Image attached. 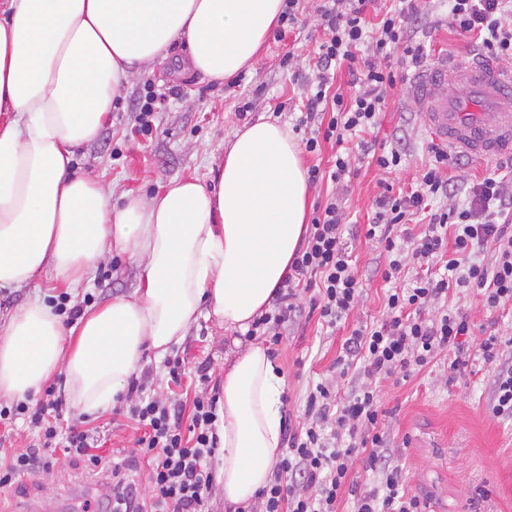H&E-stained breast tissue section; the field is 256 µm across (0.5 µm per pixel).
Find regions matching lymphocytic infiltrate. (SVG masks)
<instances>
[{
    "label": "lymphocytic infiltrate",
    "mask_w": 512,
    "mask_h": 512,
    "mask_svg": "<svg viewBox=\"0 0 512 512\" xmlns=\"http://www.w3.org/2000/svg\"><path fill=\"white\" fill-rule=\"evenodd\" d=\"M400 2L399 9L374 21L369 16L373 0H326L321 14L326 37L318 46L315 77L295 129L303 134L306 152H321L327 143L338 152L329 171L309 167L311 183L327 178L338 192L347 188L357 153L373 155L383 171L402 162L403 148L377 154L372 144L352 139L374 128L387 104L396 84L390 63L394 52H401L408 67L426 60L423 48L409 43V25L419 8L415 0ZM448 18L457 31L475 38L479 56L512 62V0H448ZM342 63L350 76L345 94L332 89L334 70ZM430 151L434 161L411 190L396 194L384 186L365 232L366 240L389 256L385 281L398 282L409 263L419 271L408 286L392 289L381 322L359 326L346 339L336 366L344 375L356 370L358 385L341 399L333 382L317 383L306 397L303 422L285 423L284 449L259 495L261 512H338L346 495L354 500V512H422L420 499L406 494L402 470L388 452L377 386L398 374L410 376L439 352H447L452 376L474 355L493 367L491 413L512 419V366L503 361L501 340L491 335L473 342L474 324L466 312H428L452 288L476 291L491 313L512 303V176L490 173L464 194L444 173L447 148L435 144ZM338 192L317 205L309 235L271 309L246 333L263 339L269 355H276L286 323L297 318L301 293H310L311 310L330 329L357 305L362 283L345 242L346 214ZM419 213L428 215L427 228L406 240L400 228ZM487 250L493 256L486 262L481 255ZM194 378L197 390L188 412L148 392L142 378H130L118 412L136 423L138 434L134 449L111 470L112 497L123 512H211L220 397L209 389L206 364L197 366ZM60 406L49 388L36 405L23 400L0 407V426L26 421L40 441L34 448H0V487L52 470L61 454L101 465L97 437L75 426L61 431L48 419V411ZM361 455L380 476L370 489L361 488L351 474L353 459Z\"/></svg>",
    "instance_id": "1"
}]
</instances>
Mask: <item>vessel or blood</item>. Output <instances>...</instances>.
Masks as SVG:
<instances>
[{
	"label": "vessel or blood",
	"mask_w": 512,
	"mask_h": 512,
	"mask_svg": "<svg viewBox=\"0 0 512 512\" xmlns=\"http://www.w3.org/2000/svg\"><path fill=\"white\" fill-rule=\"evenodd\" d=\"M433 137L478 159L512 155V70L490 62H436L412 86Z\"/></svg>",
	"instance_id": "b4317fda"
}]
</instances>
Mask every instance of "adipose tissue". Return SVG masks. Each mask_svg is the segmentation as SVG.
I'll use <instances>...</instances> for the list:
<instances>
[{
	"label": "adipose tissue",
	"mask_w": 512,
	"mask_h": 512,
	"mask_svg": "<svg viewBox=\"0 0 512 512\" xmlns=\"http://www.w3.org/2000/svg\"><path fill=\"white\" fill-rule=\"evenodd\" d=\"M283 0H0V288L44 274L74 285L111 252L143 264L141 288L69 327L36 300L0 318V398L65 377L78 410L106 408L146 351L164 358L201 314L247 331L268 310L305 231L308 188L287 126L232 133L215 183L190 178L127 197L72 167L123 84L186 39L214 81L250 65ZM285 378L261 343L224 371L216 486L250 512L282 453Z\"/></svg>",
	"instance_id": "ef3b65f1"
}]
</instances>
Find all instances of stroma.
<instances>
[{
	"instance_id": "stroma-1",
	"label": "stroma",
	"mask_w": 512,
	"mask_h": 512,
	"mask_svg": "<svg viewBox=\"0 0 512 512\" xmlns=\"http://www.w3.org/2000/svg\"><path fill=\"white\" fill-rule=\"evenodd\" d=\"M324 0H301L298 21L282 39L268 37L246 72V83L237 89L206 78L190 65L186 40H175L165 59L124 86L99 136L75 148L74 168L110 185L113 209H120L124 194L152 197L171 182L195 176H216L214 161L223 156L235 128L261 119L294 125V111L301 103L305 85L313 77L314 57L325 36L321 25ZM423 17L409 36L423 44L431 58L461 63L475 55L471 39L460 36L448 23L441 0H421ZM395 87L375 129L366 131L376 151L403 147L401 165L393 171L378 170L371 157L354 162L356 174L344 197L350 225L347 242L364 288L346 324L336 330L323 328L317 316L301 314L287 324L277 366L285 373L283 412L293 420L303 418L306 396L313 384L336 381L348 393L354 375H340L334 362L351 329L372 325L386 314L388 282L382 272L387 255L367 242L364 226L372 217V204L382 184L408 189L430 158L432 135L411 98L413 69H398ZM153 91L157 109L151 133L139 131L135 104ZM143 269L127 255L116 253L98 265L89 282L69 294L82 304L91 298L99 307L132 297ZM66 292L64 285L43 277L20 288H0V316L22 308L30 300H48ZM439 308H462L477 328L512 338V308L487 318L476 292L449 291ZM233 348L232 332L215 319L200 316L185 339L172 347L171 356L183 357L186 371L206 362L214 384L224 381V358ZM386 411V435L395 460L403 469L407 494L418 496L426 512H512V420L494 418L491 368L472 358L456 380L448 378V355L439 353L408 379H389L379 387ZM61 425L73 423L97 430L107 448H132V422L105 409L82 413L70 403L59 411ZM55 512H112V488L104 473L86 469L83 463L60 457L51 475L22 476L0 489V512H42L45 504Z\"/></svg>"
}]
</instances>
